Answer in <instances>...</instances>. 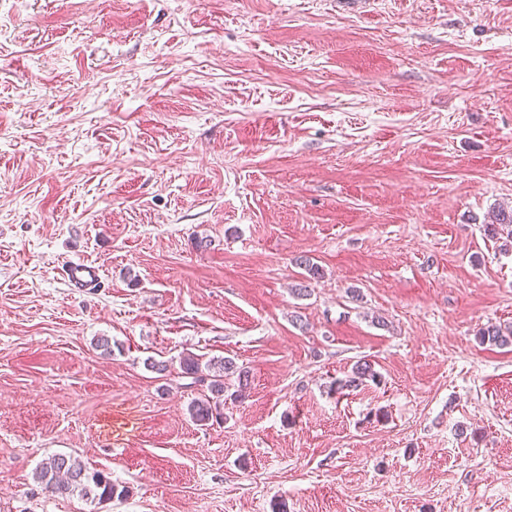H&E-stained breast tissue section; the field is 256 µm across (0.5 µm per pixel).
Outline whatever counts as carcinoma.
I'll use <instances>...</instances> for the list:
<instances>
[{"label":"carcinoma","mask_w":512,"mask_h":512,"mask_svg":"<svg viewBox=\"0 0 512 512\" xmlns=\"http://www.w3.org/2000/svg\"><path fill=\"white\" fill-rule=\"evenodd\" d=\"M488 233L496 236L506 232L512 239V212L501 211L497 213L495 222L486 226ZM480 340L498 346L512 344V331L503 334L500 327L490 325L480 333ZM181 373L193 376L199 381H208L210 395H206L192 402L190 415L201 426L209 424L216 417L219 399L224 396V379L234 377L238 382L237 396L245 395L248 386L247 371L239 368L232 360L219 361L202 360L195 356H187L179 361ZM377 380V374L372 370L370 363L364 361L356 364L352 376L345 381L338 382L340 389H356L366 381ZM36 479L43 488L57 496L69 497L78 495L83 499L100 505L111 501L114 497H123L128 490H118L112 478L105 472L97 469L90 470L79 460L70 456L55 454L43 460L36 471Z\"/></svg>","instance_id":"cac0c4a2"}]
</instances>
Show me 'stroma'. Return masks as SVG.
Listing matches in <instances>:
<instances>
[{"instance_id":"1","label":"stroma","mask_w":512,"mask_h":512,"mask_svg":"<svg viewBox=\"0 0 512 512\" xmlns=\"http://www.w3.org/2000/svg\"><path fill=\"white\" fill-rule=\"evenodd\" d=\"M500 207L512 0H0V512H512ZM63 278L70 288L82 291L96 288L101 282L98 266L85 261H70L63 269ZM181 373L194 376L200 382L209 380L207 385L212 397L204 395V398L197 399L190 406L192 419L201 426L209 424L216 417L221 397H224V379L236 377L238 389L236 397H242L248 386V372L239 368L231 359L214 361L209 360L202 364V360L195 356L183 357L179 361ZM215 369H218L217 371ZM207 371L208 373H204ZM215 372L211 375V372ZM214 399H216L214 401ZM36 479L51 494L61 497L78 495L90 500V504L100 505L126 494L125 489L118 492L109 474L90 470L76 458L62 454L43 460L36 471Z\"/></svg>"}]
</instances>
